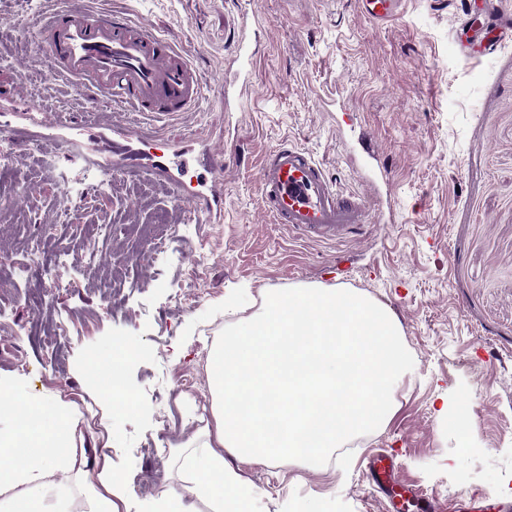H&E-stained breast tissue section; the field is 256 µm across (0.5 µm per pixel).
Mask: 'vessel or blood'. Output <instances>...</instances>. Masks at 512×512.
Wrapping results in <instances>:
<instances>
[{
  "label": "vessel or blood",
  "instance_id": "b4317fda",
  "mask_svg": "<svg viewBox=\"0 0 512 512\" xmlns=\"http://www.w3.org/2000/svg\"><path fill=\"white\" fill-rule=\"evenodd\" d=\"M358 4L368 19L384 23L395 17L400 0ZM511 30L512 19L502 16L494 25L473 27L470 40L490 56ZM40 35L49 60L62 63L75 85L97 90L113 105L165 120L193 110L200 100L198 72L149 26L120 24L101 11L64 9L50 16ZM254 52L247 33H240L232 59L234 77L224 84L225 105L240 104L247 94ZM0 134L24 143H65L70 159L96 165L108 176L141 168L157 180L175 184L184 169L193 168V210L206 223L224 221V150L208 141L172 142L165 150L149 152L137 126L113 122L97 112L84 123H72L63 113H48L21 81L9 97L0 99ZM258 179L276 223L306 237L337 240L366 221L363 202L334 189L312 155L291 142H282L266 155ZM368 465L373 480L391 489L392 512H405L410 503L417 512H429L430 503L415 498L396 479L393 463L377 455Z\"/></svg>",
  "mask_w": 512,
  "mask_h": 512
}]
</instances>
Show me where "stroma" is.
Wrapping results in <instances>:
<instances>
[{"mask_svg":"<svg viewBox=\"0 0 512 512\" xmlns=\"http://www.w3.org/2000/svg\"><path fill=\"white\" fill-rule=\"evenodd\" d=\"M402 0L398 15L377 24L357 0H65L66 7L145 20L198 69L197 109L156 122L149 138L207 137L231 129L224 153V221L201 224L175 241L165 260L136 264L139 227L183 224L177 206L187 185L165 186L138 170L103 186L79 165L56 159L81 184L63 201L40 147L0 138V162L23 172L32 195L11 212L0 234V269L32 252L66 247L70 288L45 275L0 293V382L31 400L59 399L82 413L90 471L111 465L124 476L132 507L146 472L160 489L176 483L172 459L195 428L212 424L206 361L225 329L258 311L264 288L334 286L364 293L400 322L414 361L395 393L386 424L343 447L288 462L229 460L253 491V512H388V495L370 477L369 455L397 461L404 485L447 508L468 512L470 497L491 493L512 512V34L494 57L477 60L456 40L470 25L512 14V0ZM56 0H0V95L23 77L47 109L75 105L69 85L51 80V61L36 52L33 24ZM261 28L252 87L240 111L224 109V61L244 18ZM289 140L319 161L336 188L358 195L367 222L334 241L302 240L265 211L258 185L266 151ZM388 176L394 197L383 220L376 182ZM106 243L96 265L86 246ZM64 329L66 373L55 378L44 356ZM131 350L123 370L136 399L113 411L91 370L113 344ZM20 346L26 370L8 353ZM196 387L176 392L181 374ZM463 399L472 428L460 435L437 409Z\"/></svg>","mask_w":512,"mask_h":512,"instance_id":"obj_1","label":"stroma"}]
</instances>
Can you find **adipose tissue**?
<instances>
[{
	"mask_svg": "<svg viewBox=\"0 0 512 512\" xmlns=\"http://www.w3.org/2000/svg\"><path fill=\"white\" fill-rule=\"evenodd\" d=\"M261 311L216 338L206 373L214 425L180 444L182 484L153 512H242L248 487L225 467L310 457L379 427L394 410L396 384L412 359L398 320L383 305L333 287L266 288ZM0 512H118L122 478L91 474L78 450L81 414L70 403L15 398L0 405ZM74 478L76 496L48 504Z\"/></svg>",
	"mask_w": 512,
	"mask_h": 512,
	"instance_id": "adipose-tissue-1",
	"label": "adipose tissue"
}]
</instances>
